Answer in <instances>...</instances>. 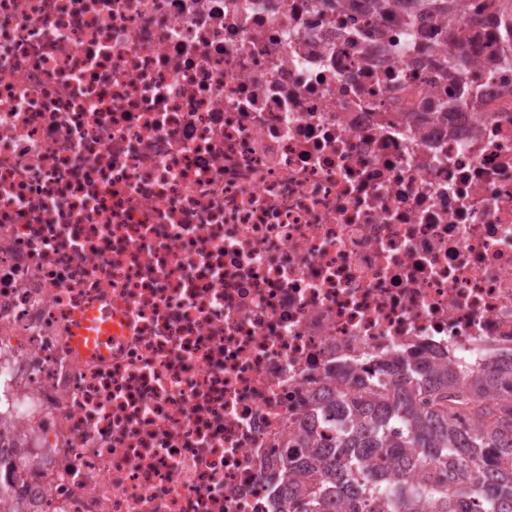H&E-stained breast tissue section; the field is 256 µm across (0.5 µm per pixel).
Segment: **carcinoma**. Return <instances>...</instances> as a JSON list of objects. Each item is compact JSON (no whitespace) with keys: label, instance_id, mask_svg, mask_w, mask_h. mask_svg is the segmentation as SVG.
Here are the masks:
<instances>
[{"label":"carcinoma","instance_id":"cac0c4a2","mask_svg":"<svg viewBox=\"0 0 512 512\" xmlns=\"http://www.w3.org/2000/svg\"><path fill=\"white\" fill-rule=\"evenodd\" d=\"M382 10L442 13L448 51L461 53L469 22L450 0H377ZM359 397L329 394L316 422L345 417L335 444L307 432L270 478L288 512H512V356L487 368L466 363L384 369Z\"/></svg>","mask_w":512,"mask_h":512}]
</instances>
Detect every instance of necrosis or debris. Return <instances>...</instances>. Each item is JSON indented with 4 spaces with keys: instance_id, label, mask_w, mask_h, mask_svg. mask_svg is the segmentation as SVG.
Wrapping results in <instances>:
<instances>
[{
    "instance_id": "obj_1",
    "label": "necrosis or debris",
    "mask_w": 512,
    "mask_h": 512,
    "mask_svg": "<svg viewBox=\"0 0 512 512\" xmlns=\"http://www.w3.org/2000/svg\"><path fill=\"white\" fill-rule=\"evenodd\" d=\"M472 4L455 58L371 0H0V512H273L327 393L512 354V37ZM74 345L88 354H100L112 344V310L91 306L76 318Z\"/></svg>"
}]
</instances>
